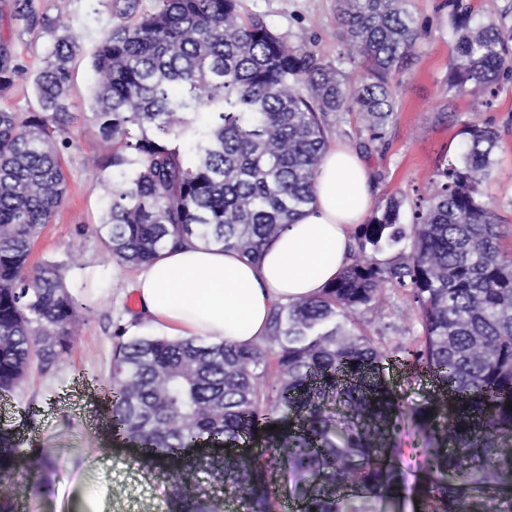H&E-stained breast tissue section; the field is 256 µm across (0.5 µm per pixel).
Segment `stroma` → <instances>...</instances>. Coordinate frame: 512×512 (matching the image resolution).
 I'll return each instance as SVG.
<instances>
[{
    "label": "stroma",
    "mask_w": 512,
    "mask_h": 512,
    "mask_svg": "<svg viewBox=\"0 0 512 512\" xmlns=\"http://www.w3.org/2000/svg\"><path fill=\"white\" fill-rule=\"evenodd\" d=\"M247 12L261 16L276 33L296 44L307 43L323 60L350 78L359 69L346 58L336 0H243ZM42 22L27 25L14 17L12 0H0V45H7L24 68L0 91V108L37 111L34 76L64 34L79 49L71 67L72 143L63 153L68 180L65 206L47 225L33 249L32 262L51 260L65 267L72 292L82 304L73 327L71 350L49 367L32 364L22 383L0 395V436L19 452L15 472L0 476V498L14 512H71L79 495L84 512H172L174 471L189 476L183 488L192 497L213 499L219 512H245L239 496L225 493L210 476L208 458L228 447L202 441L180 456L137 463L143 447L115 430L109 389L113 351L134 335L152 334L138 317L131 289L135 270L111 262L96 233L112 188L111 170L101 169L112 146L90 121L97 75L91 52L104 31L120 18L111 0H32ZM408 9L422 31L415 55L392 84L397 110L388 127L389 146L366 154L376 201L391 194L413 197L425 190L438 165L453 156L463 122L493 120L502 133L493 178L486 188L512 244V82L505 84L491 112L475 111L471 98L448 95V72L454 36L447 0H410ZM358 321L384 353L383 374L404 410L452 397L437 387L424 368L407 361L421 326L404 295L386 290L377 308L360 311ZM396 442L402 450L405 491L403 512H430L415 491L424 478L420 454L424 439L412 422H403Z\"/></svg>",
    "instance_id": "1"
}]
</instances>
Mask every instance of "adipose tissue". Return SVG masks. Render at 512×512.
<instances>
[{
	"label": "adipose tissue",
	"mask_w": 512,
	"mask_h": 512,
	"mask_svg": "<svg viewBox=\"0 0 512 512\" xmlns=\"http://www.w3.org/2000/svg\"><path fill=\"white\" fill-rule=\"evenodd\" d=\"M315 200L266 249L260 262L194 242L163 251L132 285L139 313L166 336H195L249 345L263 335L273 301L313 296L334 281L351 234L374 206L365 161L330 144L316 171Z\"/></svg>",
	"instance_id": "obj_1"
}]
</instances>
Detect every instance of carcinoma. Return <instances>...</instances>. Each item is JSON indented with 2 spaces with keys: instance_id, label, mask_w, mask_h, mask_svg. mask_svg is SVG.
<instances>
[{
  "instance_id": "1",
  "label": "carcinoma",
  "mask_w": 512,
  "mask_h": 512,
  "mask_svg": "<svg viewBox=\"0 0 512 512\" xmlns=\"http://www.w3.org/2000/svg\"><path fill=\"white\" fill-rule=\"evenodd\" d=\"M408 2L338 0L347 57L363 67L352 86L305 44L241 13L240 0H155L147 12L123 0L120 23L92 54L91 120L112 142L103 161L112 191L96 228L108 258L137 269L169 246L201 240L259 261L313 203L332 116L362 113L361 147L386 145L396 112L391 77L421 36ZM448 6V91L489 112L512 80V0L487 21L461 0ZM14 13L40 23L31 0H14ZM76 51L74 36L57 39L35 78L39 111L0 109V393L21 383L33 358L49 366L68 352L79 314L61 266L29 262L67 199L62 152ZM22 73L0 48V88ZM461 135L429 193L391 195L357 226L332 283L271 304L263 344L195 336L119 343L116 428L165 457L191 436L234 441L286 407L301 427L271 436L263 463L224 457L225 489L246 512H274L279 489L264 475L273 467L288 475L301 512H377L402 491L394 439L403 412L383 379L382 352L354 314L398 288L422 329L406 353L457 395L443 416L432 404L411 412L428 466L418 495L433 512H469L475 493L493 490L512 512V457L498 454L512 436V250L482 192L502 138L488 122H466ZM384 253L393 257L378 259ZM331 394L349 411L339 430L325 413ZM347 484L362 491L361 504L336 495Z\"/></svg>"
}]
</instances>
